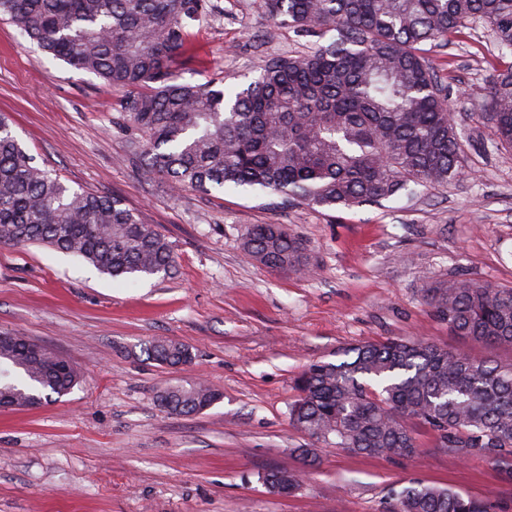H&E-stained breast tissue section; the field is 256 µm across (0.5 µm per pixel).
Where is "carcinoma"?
I'll use <instances>...</instances> for the list:
<instances>
[{
  "mask_svg": "<svg viewBox=\"0 0 512 512\" xmlns=\"http://www.w3.org/2000/svg\"><path fill=\"white\" fill-rule=\"evenodd\" d=\"M278 25L323 43L305 56L264 60L259 75L224 88L180 82L174 68L210 0H0L51 61L128 89L122 104L137 132L142 171L177 190L260 189L328 209L380 205L412 187L444 189L462 174L446 85L427 53L480 21L512 53V0H263ZM478 114L512 147V66L496 71ZM0 243L45 245L134 283L168 275L174 252L137 211L114 196L65 184L36 162L0 115ZM251 260L307 276L303 243L280 224H255ZM448 331L488 349H512V288L456 280L425 289ZM148 359L184 365L189 346L158 341ZM345 359L310 363L297 380L289 421L315 443L362 456L414 458L419 432L464 463L494 469L512 489V362L474 357L419 338L361 343ZM75 368L25 336L0 335V406L68 394ZM170 414L217 401L205 383L158 392ZM271 470L274 494L297 490L320 464ZM380 512H502L500 503L410 480Z\"/></svg>",
  "mask_w": 512,
  "mask_h": 512,
  "instance_id": "obj_1",
  "label": "carcinoma"
}]
</instances>
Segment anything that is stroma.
<instances>
[{
  "mask_svg": "<svg viewBox=\"0 0 512 512\" xmlns=\"http://www.w3.org/2000/svg\"><path fill=\"white\" fill-rule=\"evenodd\" d=\"M315 42L269 22L261 0H211L176 73L236 84L256 77L264 58L303 55ZM40 58L0 21V113L63 182L136 209L177 263L127 285L44 247L0 245V333L29 337L80 374L57 400L0 410V512H379L391 486L410 478L494 497L512 512V490L493 469L462 463L425 435L408 461L321 449L319 467L287 497L262 480L301 466L309 440L288 413L308 363L388 338L481 352L449 335L423 295L457 279L512 288V149L479 118L493 67L512 54L485 24L430 55L448 87L464 177L352 209L174 190L131 157L125 89ZM255 224L299 238L313 276L247 259L242 243ZM158 340L189 345L191 362L146 359ZM199 380L220 393L212 407L182 417L160 406L161 387Z\"/></svg>",
  "mask_w": 512,
  "mask_h": 512,
  "instance_id": "1",
  "label": "stroma"
}]
</instances>
